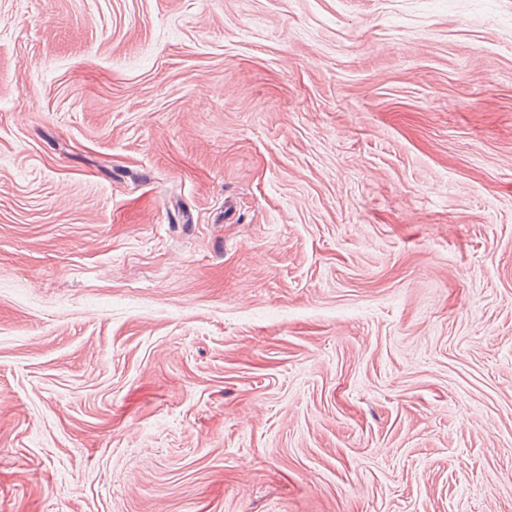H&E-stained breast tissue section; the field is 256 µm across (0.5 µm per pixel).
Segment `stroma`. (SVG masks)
<instances>
[{
    "mask_svg": "<svg viewBox=\"0 0 512 512\" xmlns=\"http://www.w3.org/2000/svg\"><path fill=\"white\" fill-rule=\"evenodd\" d=\"M0 512H512V0H0Z\"/></svg>",
    "mask_w": 512,
    "mask_h": 512,
    "instance_id": "35a3bbf8",
    "label": "stroma"
}]
</instances>
